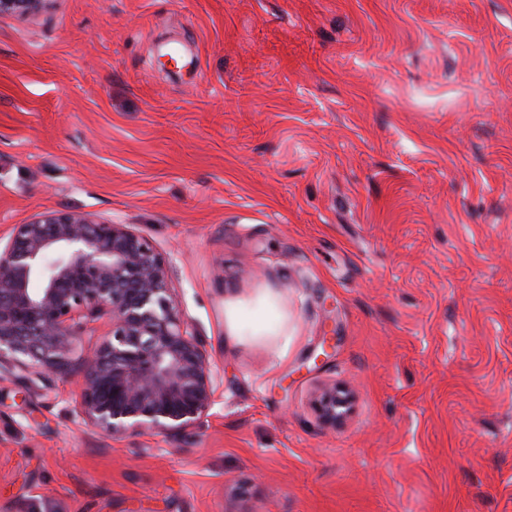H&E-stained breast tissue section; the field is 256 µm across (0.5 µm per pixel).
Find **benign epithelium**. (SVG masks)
Here are the masks:
<instances>
[{"mask_svg":"<svg viewBox=\"0 0 512 512\" xmlns=\"http://www.w3.org/2000/svg\"><path fill=\"white\" fill-rule=\"evenodd\" d=\"M50 0H0V17L34 14ZM174 269L131 224L66 211L14 225L0 244V379L32 392L77 373L74 414L102 433L177 436L218 401V372L173 298ZM111 331L77 354L83 329L102 317ZM334 384L315 396L320 417L343 418Z\"/></svg>","mask_w":512,"mask_h":512,"instance_id":"7a95c632","label":"benign epithelium"}]
</instances>
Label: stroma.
Returning <instances> with one entry per match:
<instances>
[{
  "instance_id": "stroma-1",
  "label": "stroma",
  "mask_w": 512,
  "mask_h": 512,
  "mask_svg": "<svg viewBox=\"0 0 512 512\" xmlns=\"http://www.w3.org/2000/svg\"><path fill=\"white\" fill-rule=\"evenodd\" d=\"M47 210L173 260L219 401L113 439L1 381L0 512H512V0L0 17V236ZM348 400L336 384L322 386L315 396V407L320 417L328 423L341 420L347 410Z\"/></svg>"
}]
</instances>
